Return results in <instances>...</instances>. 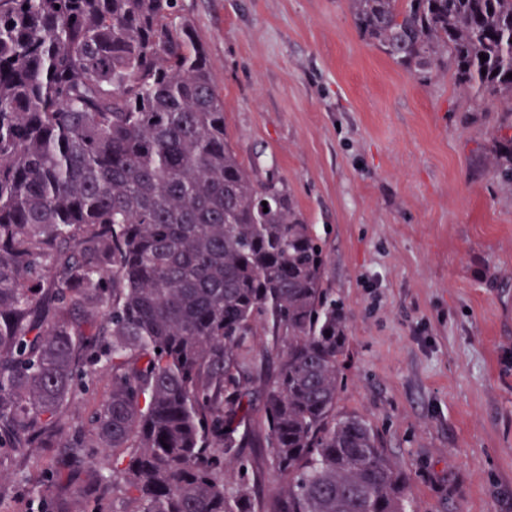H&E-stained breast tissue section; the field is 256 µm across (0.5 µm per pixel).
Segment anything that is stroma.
I'll return each mask as SVG.
<instances>
[{"mask_svg": "<svg viewBox=\"0 0 512 512\" xmlns=\"http://www.w3.org/2000/svg\"><path fill=\"white\" fill-rule=\"evenodd\" d=\"M229 141L285 182L325 242L348 350L340 417L408 473L409 512H512V191L488 169L499 114L450 75L421 81L346 0H181ZM35 461L0 512H40Z\"/></svg>", "mask_w": 512, "mask_h": 512, "instance_id": "obj_1", "label": "stroma"}]
</instances>
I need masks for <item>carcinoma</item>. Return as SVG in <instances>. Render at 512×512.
Returning a JSON list of instances; mask_svg holds the SVG:
<instances>
[{
    "label": "carcinoma",
    "instance_id": "cac0c4a2",
    "mask_svg": "<svg viewBox=\"0 0 512 512\" xmlns=\"http://www.w3.org/2000/svg\"><path fill=\"white\" fill-rule=\"evenodd\" d=\"M347 2L397 67L451 73L512 130V0ZM489 164L512 187V137ZM326 258L288 187L238 159L179 0H0V465L67 449L46 512H407L403 468L336 417ZM99 370L108 395L75 422Z\"/></svg>",
    "mask_w": 512,
    "mask_h": 512
}]
</instances>
